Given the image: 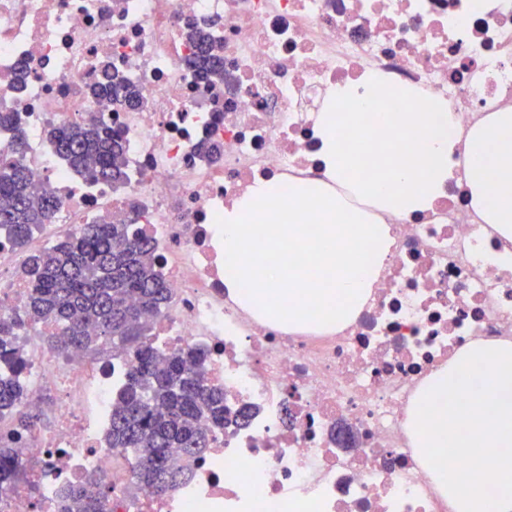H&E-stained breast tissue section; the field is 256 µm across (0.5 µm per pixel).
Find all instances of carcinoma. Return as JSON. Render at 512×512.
Returning <instances> with one entry per match:
<instances>
[{
	"instance_id": "carcinoma-1",
	"label": "carcinoma",
	"mask_w": 512,
	"mask_h": 512,
	"mask_svg": "<svg viewBox=\"0 0 512 512\" xmlns=\"http://www.w3.org/2000/svg\"><path fill=\"white\" fill-rule=\"evenodd\" d=\"M196 47L185 65L200 78L224 76V57L202 29L188 33ZM95 97L139 107V89L116 77L91 90ZM13 136L0 150V235L16 248L33 230L49 221L58 201L37 188L16 156L25 149V135L15 128L14 115L0 112V130ZM50 138L69 164L118 188L128 181L121 134L92 120L53 128ZM22 275L28 288L22 314L0 316V417L15 415L12 436L0 439V496L8 495L18 479L16 441L39 416L21 410L28 392V363L17 343L19 331L30 324L50 322L63 350H92L105 340L124 354L129 367L112 410V448L139 457L132 482L161 496L176 481L180 469L175 452L199 459L213 432L224 428V392L204 383V353L188 347L168 352L152 338L150 317L169 307L172 291L162 276L150 237L125 219L100 217L77 234L69 233L51 247L28 257ZM105 487L93 496L77 485L60 512H104Z\"/></svg>"
}]
</instances>
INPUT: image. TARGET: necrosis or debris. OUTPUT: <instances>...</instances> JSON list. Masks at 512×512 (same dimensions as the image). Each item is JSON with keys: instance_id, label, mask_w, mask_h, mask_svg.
I'll return each instance as SVG.
<instances>
[{"instance_id": "necrosis-or-debris-1", "label": "necrosis or debris", "mask_w": 512, "mask_h": 512, "mask_svg": "<svg viewBox=\"0 0 512 512\" xmlns=\"http://www.w3.org/2000/svg\"><path fill=\"white\" fill-rule=\"evenodd\" d=\"M193 23L212 25L223 47L224 77L208 85L184 64ZM108 68L141 88L144 107L87 95ZM365 74L448 107L450 176L429 209L389 219L388 257L348 323L262 320L224 287L216 219L257 181L323 179L319 116ZM504 105L512 0H0V110L24 132L19 162L58 200L26 250L0 240V314L26 304L27 252L103 214L132 218L173 294L153 335L205 351L204 380L223 389L229 417L185 480L130 500L135 457L108 441L127 359L62 354L42 343L49 324L24 328L23 406L51 395L52 425L19 442L20 481L0 512H58L91 473L107 487L105 512H455L410 418L465 348L512 341V242L481 223L466 175L469 131ZM93 117L122 133L121 188L65 165L48 136ZM202 142L220 155L202 156ZM343 427L352 446L337 439Z\"/></svg>"}]
</instances>
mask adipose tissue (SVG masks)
<instances>
[{
    "label": "adipose tissue",
    "instance_id": "obj_1",
    "mask_svg": "<svg viewBox=\"0 0 512 512\" xmlns=\"http://www.w3.org/2000/svg\"><path fill=\"white\" fill-rule=\"evenodd\" d=\"M468 141L472 205L485 223L512 239V106L473 128Z\"/></svg>",
    "mask_w": 512,
    "mask_h": 512
}]
</instances>
